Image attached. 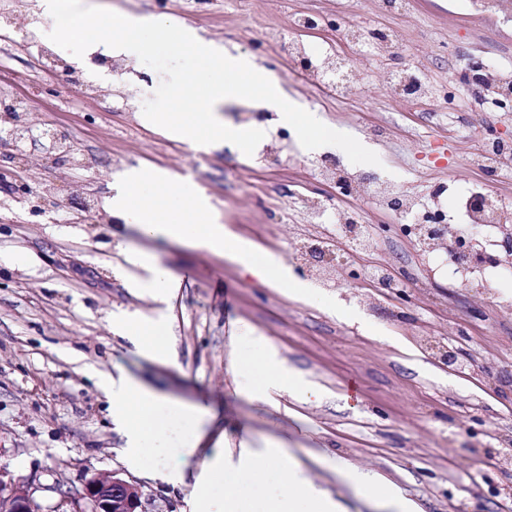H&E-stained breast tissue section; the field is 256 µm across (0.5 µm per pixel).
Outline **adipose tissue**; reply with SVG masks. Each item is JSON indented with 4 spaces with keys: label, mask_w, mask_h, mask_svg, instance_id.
<instances>
[{
    "label": "adipose tissue",
    "mask_w": 512,
    "mask_h": 512,
    "mask_svg": "<svg viewBox=\"0 0 512 512\" xmlns=\"http://www.w3.org/2000/svg\"><path fill=\"white\" fill-rule=\"evenodd\" d=\"M106 205L115 216L130 220L146 238L171 239L213 253L231 256L271 287L287 290L296 298L310 296V287L292 278L287 266L274 256L258 253L223 225L214 223L207 197L187 178L166 172L132 168L117 174ZM138 267L136 288L167 300L179 281L148 252L128 255ZM249 362L254 400L281 411V393L304 400L318 398L319 389L288 368L265 337L251 339ZM101 385L112 404V420L126 438L129 453L143 459L162 481L177 484L178 470L165 458L177 452L195 455L212 416L208 409L187 407L145 388L125 374L109 376ZM190 512H343L339 502L309 483L303 469L286 463L282 442L241 440L237 447L207 456L196 477Z\"/></svg>",
    "instance_id": "adipose-tissue-1"
}]
</instances>
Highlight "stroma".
<instances>
[{"label":"stroma","instance_id":"1","mask_svg":"<svg viewBox=\"0 0 512 512\" xmlns=\"http://www.w3.org/2000/svg\"><path fill=\"white\" fill-rule=\"evenodd\" d=\"M110 11L167 14L202 29L232 50L254 55L289 97L318 112L333 127L372 147L380 165L365 173L398 185L426 205L443 197L449 220L454 201L480 186L501 195L512 209V181L487 180L469 155L488 135L512 141V112L485 104L479 88L460 83L469 59L512 63V15L482 9L474 0H89ZM19 32L0 42V71L27 75L17 88L30 102L22 116L30 134L17 158L0 148V463L20 490L44 512H54L62 491L78 492L86 479L120 472L145 493L147 512H189L193 477L217 441L240 438L283 441L317 484L346 512H390L389 504L360 488L355 474L376 473L414 500L420 512H505L512 508V307L495 304L512 296L503 267L512 260L497 243L498 257L485 279L456 287L447 256L420 251L405 234L411 215L381 210L344 196L313 175L316 154L295 137H281L275 111L240 101L227 106V122L261 126L279 153L259 147L244 157L217 145L195 152L145 129L138 87L157 88L162 77L134 62L120 82L100 79V93L64 72L35 70L42 43L38 0H15ZM325 18L324 28L296 33L295 14ZM359 24L393 31L391 55L375 47L354 56L353 84L330 96L290 61L291 43L350 53L337 26ZM278 39H270L271 31ZM418 68L433 87L421 102L397 93L387 76L397 67ZM387 136L376 137L377 128ZM69 141L87 160L51 149L44 131ZM130 167L191 176L208 198L217 223L261 251L288 263L292 275L310 282L292 258L303 225L298 196L315 192L328 205L358 211L376 240L373 251L351 257L357 278L332 288L314 286L300 300L267 286L230 257L161 238H143L133 225L107 216L85 218L82 204L104 202L117 173ZM43 188L44 203L18 185ZM132 250L157 256L181 281L165 303L130 288ZM395 262L403 286L383 297L364 277L375 265ZM346 307L330 309L329 300ZM129 313L168 324V355L142 354L112 323ZM265 336L288 366L324 391L317 402L282 395V416L253 400L246 360L248 335ZM452 350L457 368L434 355ZM125 373L171 399L209 407L216 416L200 442L201 453L171 456L183 483L173 486L134 465L126 438L113 422L102 378Z\"/></svg>","mask_w":512,"mask_h":512}]
</instances>
